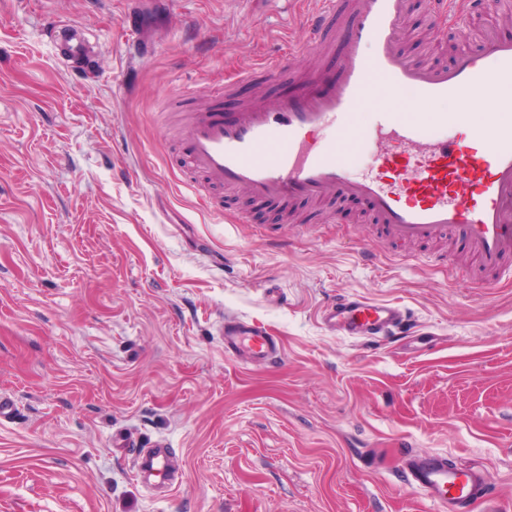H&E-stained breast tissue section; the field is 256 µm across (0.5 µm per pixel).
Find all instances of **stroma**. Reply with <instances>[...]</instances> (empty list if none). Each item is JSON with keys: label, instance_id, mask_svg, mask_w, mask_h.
<instances>
[{"label": "stroma", "instance_id": "stroma-1", "mask_svg": "<svg viewBox=\"0 0 512 512\" xmlns=\"http://www.w3.org/2000/svg\"><path fill=\"white\" fill-rule=\"evenodd\" d=\"M407 0L399 52L451 63L480 32ZM321 0H0V512H436L404 455L487 473L512 512V282L479 288L424 249L370 236L364 202L291 214L202 183L173 123L225 114L285 86L268 60L316 57ZM95 41L72 66L64 29ZM256 75L225 88L236 71ZM366 240L372 258L359 254ZM359 294L399 303L414 333L363 347L323 307ZM263 325L277 362L224 352L218 326ZM166 440L169 493L133 473Z\"/></svg>", "mask_w": 512, "mask_h": 512}]
</instances>
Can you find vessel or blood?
<instances>
[{
	"label": "vessel or blood",
	"mask_w": 512,
	"mask_h": 512,
	"mask_svg": "<svg viewBox=\"0 0 512 512\" xmlns=\"http://www.w3.org/2000/svg\"><path fill=\"white\" fill-rule=\"evenodd\" d=\"M329 15L350 14L344 30L348 53L339 72L316 70L294 78L276 64L264 73L297 87L275 103L259 100L232 117L216 109L191 114L182 128L192 166L211 180L272 203L290 213L302 199L327 202L335 192L366 199L383 231L405 244L462 239L460 268L495 287L512 271V41L486 37L481 52H460L447 65L405 62L395 51L402 37L406 0H324ZM499 0H474L456 24L469 29L474 17L493 20ZM58 48L72 63L94 54L78 29ZM412 90L424 104L450 101L452 113L398 112L394 103ZM380 107L363 128L351 117L371 102ZM372 144L375 170L352 177L346 145ZM322 322L344 336L374 342L409 334L403 308L359 295L324 307ZM225 350L254 361L282 356L277 340L260 325L228 316L220 326ZM166 445L140 450L135 474L166 482ZM406 478L439 512H459L486 493L482 468L449 466L439 454L410 458Z\"/></svg>",
	"instance_id": "vessel-or-blood-1"
}]
</instances>
